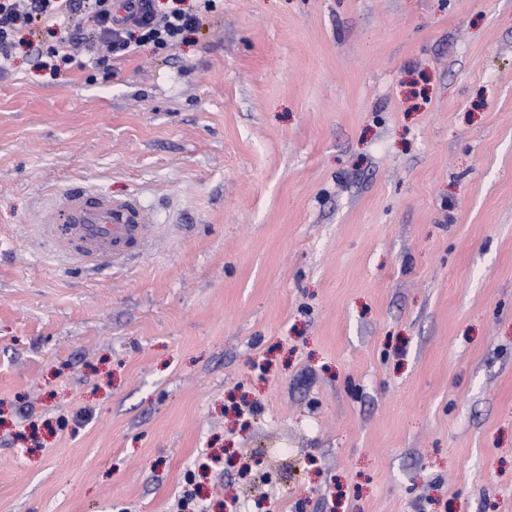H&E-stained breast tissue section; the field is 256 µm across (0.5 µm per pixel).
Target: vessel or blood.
<instances>
[{
	"mask_svg": "<svg viewBox=\"0 0 512 512\" xmlns=\"http://www.w3.org/2000/svg\"><path fill=\"white\" fill-rule=\"evenodd\" d=\"M39 229L49 252L108 269L138 254L156 227L136 201L79 187L62 192Z\"/></svg>",
	"mask_w": 512,
	"mask_h": 512,
	"instance_id": "b4317fda",
	"label": "vessel or blood"
}]
</instances>
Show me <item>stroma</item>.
Wrapping results in <instances>:
<instances>
[{
  "label": "stroma",
  "instance_id": "stroma-1",
  "mask_svg": "<svg viewBox=\"0 0 512 512\" xmlns=\"http://www.w3.org/2000/svg\"><path fill=\"white\" fill-rule=\"evenodd\" d=\"M114 68L0 78V512H512V0H218ZM79 185L161 239L65 267Z\"/></svg>",
  "mask_w": 512,
  "mask_h": 512
}]
</instances>
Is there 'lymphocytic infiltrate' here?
<instances>
[{
    "mask_svg": "<svg viewBox=\"0 0 512 512\" xmlns=\"http://www.w3.org/2000/svg\"><path fill=\"white\" fill-rule=\"evenodd\" d=\"M215 2L165 7L160 0H0V69L25 34L37 67L49 76L64 66H81L86 54L94 69L108 74L115 60L135 48L179 45L200 28Z\"/></svg>",
    "mask_w": 512,
    "mask_h": 512,
    "instance_id": "f902f5d3",
    "label": "lymphocytic infiltrate"
}]
</instances>
